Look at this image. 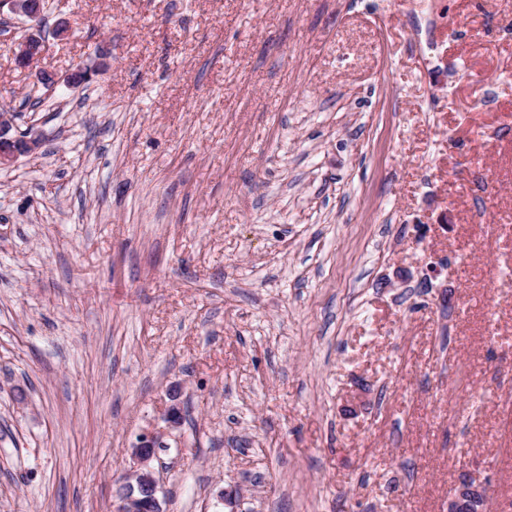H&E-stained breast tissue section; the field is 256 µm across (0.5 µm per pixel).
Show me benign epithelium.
Returning a JSON list of instances; mask_svg holds the SVG:
<instances>
[{
    "instance_id": "benign-epithelium-1",
    "label": "benign epithelium",
    "mask_w": 512,
    "mask_h": 512,
    "mask_svg": "<svg viewBox=\"0 0 512 512\" xmlns=\"http://www.w3.org/2000/svg\"><path fill=\"white\" fill-rule=\"evenodd\" d=\"M5 7L11 13L34 23L43 15L39 0H0V10ZM44 47L45 40L38 29L28 32L15 43V62L19 67L35 72L36 85L57 83L54 75L38 67ZM108 66L109 62L103 58L93 68L72 73L65 79V83L70 87H78L91 81L94 75ZM40 144V136L30 131H18L8 106L0 107V168L11 166L21 156L35 153ZM161 438L162 434L158 432L143 433L130 448L134 466L123 477L122 491L114 512H160L158 483L150 463L161 444ZM487 501L486 487L465 476L455 484L448 498V512H486Z\"/></svg>"
}]
</instances>
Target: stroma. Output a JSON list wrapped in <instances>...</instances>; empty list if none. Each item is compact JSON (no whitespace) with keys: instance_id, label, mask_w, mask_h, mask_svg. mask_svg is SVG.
<instances>
[{"instance_id":"stroma-1","label":"stroma","mask_w":512,"mask_h":512,"mask_svg":"<svg viewBox=\"0 0 512 512\" xmlns=\"http://www.w3.org/2000/svg\"><path fill=\"white\" fill-rule=\"evenodd\" d=\"M49 4L111 66L19 111L0 11V512H113L146 430L162 512H512V0ZM7 105L1 106L0 113V168L9 167L19 157L35 153L41 144L39 135L31 131L20 132L13 123ZM487 501L486 487L465 476L455 484L448 498V512H484Z\"/></svg>"}]
</instances>
